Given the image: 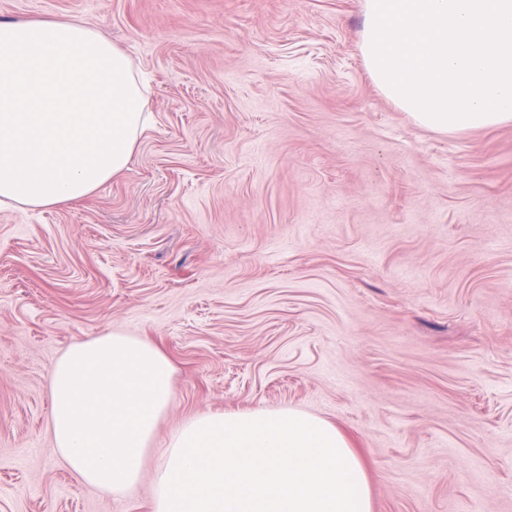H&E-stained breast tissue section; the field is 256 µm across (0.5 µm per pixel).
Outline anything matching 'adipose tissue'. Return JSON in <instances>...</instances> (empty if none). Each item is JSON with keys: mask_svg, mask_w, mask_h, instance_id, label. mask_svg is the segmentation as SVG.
Returning a JSON list of instances; mask_svg holds the SVG:
<instances>
[{"mask_svg": "<svg viewBox=\"0 0 512 512\" xmlns=\"http://www.w3.org/2000/svg\"><path fill=\"white\" fill-rule=\"evenodd\" d=\"M152 115L128 56L84 19L0 22V206L43 210L121 173ZM153 343L108 329L49 374L50 426L68 467L119 498L141 480L173 395Z\"/></svg>", "mask_w": 512, "mask_h": 512, "instance_id": "1", "label": "adipose tissue"}]
</instances>
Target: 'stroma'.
Masks as SVG:
<instances>
[{"instance_id": "1", "label": "stroma", "mask_w": 512, "mask_h": 512, "mask_svg": "<svg viewBox=\"0 0 512 512\" xmlns=\"http://www.w3.org/2000/svg\"><path fill=\"white\" fill-rule=\"evenodd\" d=\"M84 18L150 87L120 174L0 209V512H151L53 446L48 374L112 327L174 365L167 438L297 408L362 455L371 512H512V124L447 135L374 86L362 0H0Z\"/></svg>"}]
</instances>
